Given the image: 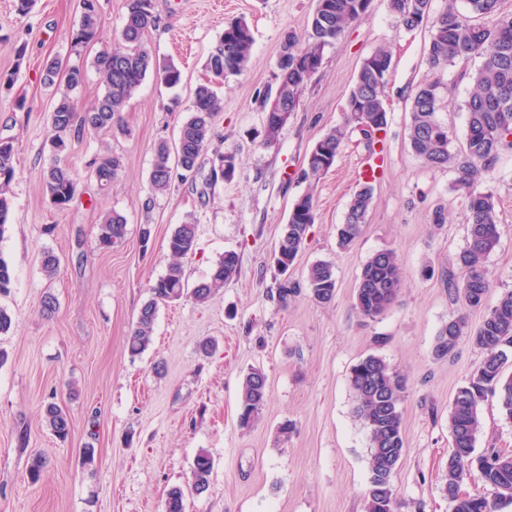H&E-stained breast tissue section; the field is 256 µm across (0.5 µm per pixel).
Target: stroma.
Wrapping results in <instances>:
<instances>
[{
	"instance_id": "stroma-1",
	"label": "stroma",
	"mask_w": 512,
	"mask_h": 512,
	"mask_svg": "<svg viewBox=\"0 0 512 512\" xmlns=\"http://www.w3.org/2000/svg\"><path fill=\"white\" fill-rule=\"evenodd\" d=\"M159 19L146 44L159 62L174 63L182 82L166 87L147 77L121 114L120 127L73 142L67 162L77 193L56 208L41 172L51 159L48 117L53 89L41 81L49 56L68 59L80 0H35L21 15L0 0V72H15L0 91V139L15 147L13 208L0 237V257L15 279L0 307L13 319L0 333V512H162L169 489L189 488L195 456L207 451L213 469L206 493L187 499V512H364L370 477L369 435L354 415L350 369L382 356L407 379L401 402L405 452L393 484L400 512H452L444 492L451 435L448 413L484 354L462 340L436 359L440 329L466 317L476 330L482 310L465 308L448 290V274L466 245V211L449 170L426 167L408 137L411 92L431 71L429 26L399 27L389 0H370L366 14L326 48L297 112L277 140L266 143L263 101L279 82L277 61L288 32L304 33L316 0H154ZM245 19L253 33L246 71L218 84L223 110L209 156L236 151L232 178L175 184L154 195L153 148L173 141L188 117L195 87L207 77L208 55L227 23ZM391 46L386 90L388 126L364 233L339 248L336 229L369 161L365 144L348 134L334 166L316 184L303 176L307 156L331 127L343 123L347 97L364 58ZM24 58H17L18 47ZM481 58L448 66L440 111L452 148L467 134L464 103L469 72ZM24 108H17L18 99ZM123 157L109 191H100L91 163L103 148ZM486 187L495 196L500 240L487 265L486 306L512 289V149L503 150ZM313 192L316 221L288 275L304 281L310 265L336 269V297L327 305L299 295L281 306L271 291L280 279L273 250L293 203ZM151 209H143L144 200ZM125 215L126 235L98 242L103 211ZM446 220L432 221L435 210ZM198 226L197 250L185 262L189 283L206 278L224 252L240 257L238 276L207 303L186 296L161 306L148 349L131 356L127 338L149 287L171 261L168 238L182 223ZM150 225L149 240L140 228ZM60 258L54 277L41 269L43 251ZM397 252L402 286L386 312L370 320L353 307L362 266L375 252ZM52 292L55 314L41 312ZM211 342L203 352V342ZM252 367L268 379L269 398L247 427L238 421L240 381ZM56 403L71 417L66 440L47 428L43 407ZM484 428L476 446L512 453V420L495 396L481 402ZM289 433H282L284 424ZM94 448L91 467L81 464ZM46 461L38 482L33 457Z\"/></svg>"
}]
</instances>
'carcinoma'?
<instances>
[{"label": "carcinoma", "mask_w": 512, "mask_h": 512, "mask_svg": "<svg viewBox=\"0 0 512 512\" xmlns=\"http://www.w3.org/2000/svg\"><path fill=\"white\" fill-rule=\"evenodd\" d=\"M77 28L71 34V50L81 55L91 44L103 42V22L98 0H82ZM430 0H390V9L398 23L407 30L430 24L427 61L432 77L410 94L409 141L414 154L434 169L451 168L456 173L455 190L465 202L467 213V245L456 258L459 275H448V289L461 296L467 306H483L490 287L491 274L487 256L500 240L494 195L478 189L493 175L501 151L512 149V12L503 8V0H468L470 13L459 11L456 0L448 3L436 15H430ZM369 0H317L316 9L308 21L305 36L293 32L285 36L279 59L280 79L273 95L274 103L265 113V125L272 126L266 142L277 139L292 112L299 105L300 95L308 78L321 66L327 45L337 40L344 30L367 11ZM152 0H128L122 27L113 42L118 47H105L94 58L104 92L86 107L78 105L76 93L86 80L84 67L74 64L65 78H59L60 60L53 57L42 70L43 84L56 88V101L49 113L55 132L56 157L43 171L46 192L54 206L73 201L77 182L67 164L60 158L74 141L112 128L135 96L146 77L156 76L172 88L180 84L181 71L173 63L159 65L144 41L148 30L155 26ZM253 45L248 24L236 20L224 27V33L207 59L212 80L198 85L190 106V115L179 129L177 141L159 142L154 148L150 182L154 192L169 191L174 182L193 181L205 165L208 145L223 101L214 84L228 75H238L247 68ZM484 62L469 75L473 91L465 101L467 138L463 149H450L448 125L438 118L443 101V88L438 73L445 67L474 56ZM392 51L388 47L375 49L362 63L345 108V125L328 130L318 141L324 149V165L305 177L318 179L334 165L345 138V127L358 129L369 126L371 132H385L388 125L386 89ZM213 164L220 172L213 177H231L236 168V154H218ZM92 174L100 189L107 190L122 168L121 157L107 148L91 163ZM15 176V167L0 163V236L9 224L11 200L8 186ZM373 197L372 182L365 181L347 205L343 224L337 229L338 244L349 248L359 238L368 223ZM316 213L312 195L305 194L293 204L284 225L274 263L284 274L305 245L309 228ZM126 218L115 210L104 213L99 227L101 246L110 247L126 234ZM197 247V225L179 224L168 240L172 262L164 276L150 287L151 297L140 309L135 326L127 338L131 355L142 354L154 333L159 304L180 300L188 291L182 260L194 254ZM239 256L224 252L210 275L198 282L191 295L199 303L207 302L238 272ZM403 268L398 254L383 250L372 254L364 263L358 279L354 306L368 319L382 315L394 302L401 286ZM308 297L326 305L336 296V271L327 262L310 266L306 278ZM301 292L300 284L288 280L278 284V301L284 307ZM466 320H451L436 338L434 356L451 355L464 336L484 352L479 367L460 387L453 398L449 414L451 448L444 491L453 503V512H501L512 504V454L496 448L476 452L475 444L482 429L479 404L485 395L498 396L506 418L512 419V376L503 369L512 356V290L500 294L496 304L483 316L479 328L471 335L466 332ZM350 387L355 396L354 414L369 433L370 478L364 494L365 512H399L401 508L392 483V476L404 454L402 412L400 404L405 391V379L394 371L383 357L370 354L350 369ZM267 377L252 369L243 375L239 420L251 424L268 399ZM45 421L53 434L68 438L72 420L58 405L45 406ZM477 468L483 482L494 491V497L462 495L460 486L471 468ZM213 462L201 450L192 467L191 493L201 495L208 490ZM186 494L180 487L172 488L164 502V512H186Z\"/></svg>", "instance_id": "carcinoma-1"}]
</instances>
